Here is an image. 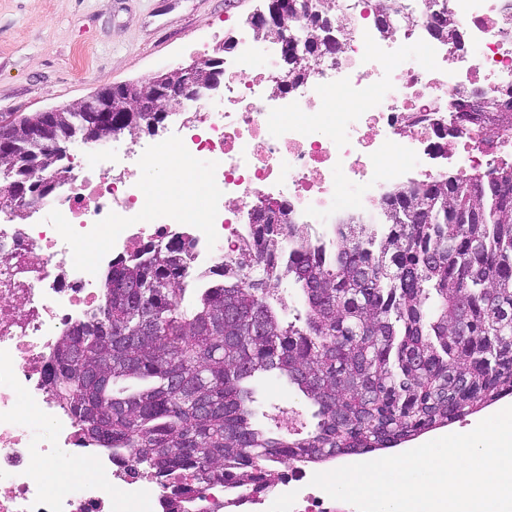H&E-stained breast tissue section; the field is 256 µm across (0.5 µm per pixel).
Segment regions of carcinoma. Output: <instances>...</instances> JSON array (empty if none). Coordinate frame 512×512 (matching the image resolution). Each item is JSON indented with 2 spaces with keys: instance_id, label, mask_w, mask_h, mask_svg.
<instances>
[{
  "instance_id": "obj_1",
  "label": "carcinoma",
  "mask_w": 512,
  "mask_h": 512,
  "mask_svg": "<svg viewBox=\"0 0 512 512\" xmlns=\"http://www.w3.org/2000/svg\"><path fill=\"white\" fill-rule=\"evenodd\" d=\"M376 15L414 23L404 0ZM436 36L458 21L430 13ZM336 0H268L250 21L268 40L336 52L322 31ZM476 118L512 133V105L486 97ZM148 112L1 115L0 166L15 179L50 166L48 143L75 132L137 131ZM381 224L346 215L329 246L289 244L283 204L260 211L234 256L192 276L185 242H149L112 261L104 301L60 337L49 390L87 439L151 475L176 508L199 512L189 483L231 493L275 487L286 473L397 448L512 396V159L397 189ZM302 310L287 319L282 285ZM284 377L314 408V430L258 424L254 381Z\"/></svg>"
}]
</instances>
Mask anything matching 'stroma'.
Masks as SVG:
<instances>
[{"instance_id": "stroma-1", "label": "stroma", "mask_w": 512, "mask_h": 512, "mask_svg": "<svg viewBox=\"0 0 512 512\" xmlns=\"http://www.w3.org/2000/svg\"><path fill=\"white\" fill-rule=\"evenodd\" d=\"M262 0H0V115L31 114L188 64L216 49ZM263 424L313 429L311 408L278 380L258 384Z\"/></svg>"}]
</instances>
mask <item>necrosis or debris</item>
I'll return each mask as SVG.
<instances>
[{
  "label": "necrosis or debris",
  "mask_w": 512,
  "mask_h": 512,
  "mask_svg": "<svg viewBox=\"0 0 512 512\" xmlns=\"http://www.w3.org/2000/svg\"><path fill=\"white\" fill-rule=\"evenodd\" d=\"M459 37L434 35L425 16L382 30L371 0H336L346 32L335 53L312 57L310 74L286 73L281 44L240 28L224 52V86L204 95L164 133L180 173L204 172L207 202L182 194L152 211L140 151L99 148L75 177L34 205L27 224L0 220V512H169L171 496L113 465L45 383L57 340L95 312L101 278L118 255L182 235L196 271L217 268L240 245L261 201L285 204L312 241L331 242L349 213L378 221L397 188L455 170L465 175L512 157V139L484 122L459 128L450 115L464 90L512 100V0H448ZM281 78V95L269 94ZM335 89L328 99L326 89ZM303 115L304 124L284 121ZM181 220L171 223V213ZM76 474L53 489L42 470ZM306 470H290L275 493L237 499L214 484L210 512H335Z\"/></svg>",
  "instance_id": "1"
}]
</instances>
